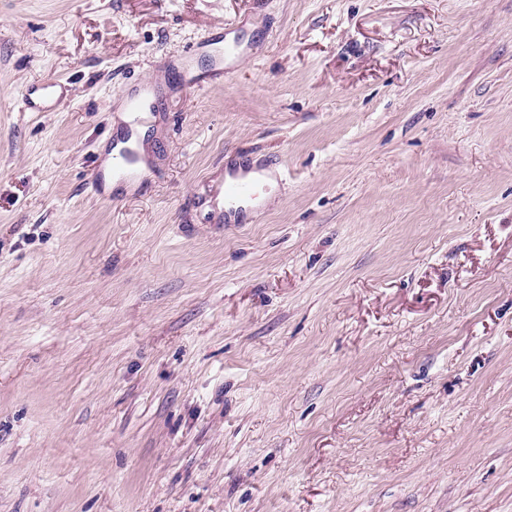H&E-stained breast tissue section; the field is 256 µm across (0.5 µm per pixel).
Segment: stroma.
I'll use <instances>...</instances> for the list:
<instances>
[{
	"mask_svg": "<svg viewBox=\"0 0 512 512\" xmlns=\"http://www.w3.org/2000/svg\"><path fill=\"white\" fill-rule=\"evenodd\" d=\"M0 512H512V0H0ZM237 46L238 43L236 41H233L232 44H224V40L208 41L205 43H201L196 45V47L189 48L186 56L183 59V62L185 65H189L196 48L209 47L210 57L212 65L214 66V70L217 71L219 74H223L224 71L225 73H228L232 68L230 64V59ZM61 85L47 80L41 86H32L22 94V104L26 111H48L58 108L64 101ZM152 97L153 91L150 86H144L138 92L126 95V105L129 112L136 114L135 119L139 118L143 112L152 111ZM249 164L233 167L224 174V223L241 224L244 206H250L258 197L262 179L249 175Z\"/></svg>",
	"mask_w": 512,
	"mask_h": 512,
	"instance_id": "obj_1",
	"label": "stroma"
}]
</instances>
